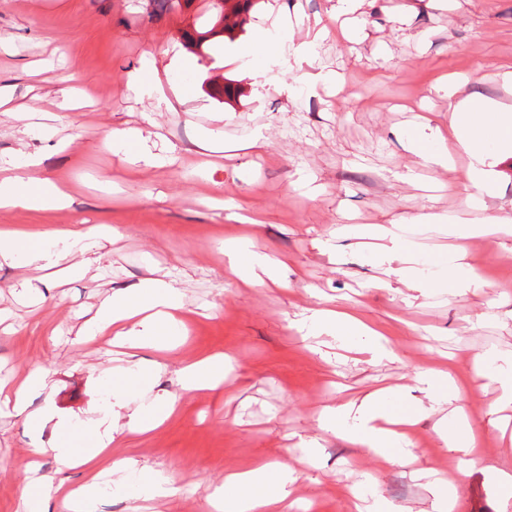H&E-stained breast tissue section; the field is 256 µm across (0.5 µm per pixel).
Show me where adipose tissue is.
Wrapping results in <instances>:
<instances>
[{"mask_svg":"<svg viewBox=\"0 0 512 512\" xmlns=\"http://www.w3.org/2000/svg\"><path fill=\"white\" fill-rule=\"evenodd\" d=\"M314 40L294 45L267 27H260L256 43L235 50L236 58L255 62L279 55H298L311 59ZM448 110L452 115L450 129L458 145L470 153L474 165L466 178L472 185L482 183L479 165L484 146L495 141L501 150L512 152V107L489 99L458 97L456 85L448 87ZM41 159L33 153L22 154L13 164L10 174H0V208H22L28 211L64 208L71 196L57 182L41 177ZM412 223L420 238L442 232L466 240L489 237L504 226L503 219L484 216L470 224H451L435 212L412 216ZM101 226L78 227L52 233L48 236L32 234L0 235V259L8 261L23 257L27 262L44 269H56L58 274L72 272L80 265L90 264L94 238L105 235ZM362 235L384 239L381 260L388 266V274L403 281H413L415 251L404 249L403 226H363ZM184 294L173 283L147 278L139 285L114 291L101 303L96 314L86 323V334L96 337L111 334L112 343L130 349L152 348L164 351L178 341L185 321ZM301 327L320 336H364L369 340V351L375 359L391 358L393 352L382 341L381 335L369 327L347 304L333 309H315L302 315ZM181 387L186 391L216 388L224 379V358L210 356L194 361L179 371ZM417 382L422 392L436 404L451 403L456 419L453 425L437 423L435 433L440 439L451 440L461 454L457 467L466 474L474 464L473 452L478 447L474 428L468 415L464 394L447 368L439 367L421 372ZM112 405L106 413L93 420L85 436H78L69 420L52 411L41 412L36 418L37 428H50L54 443L49 450L34 448V455L49 453L69 466H84L87 480L79 487L62 492L60 506L63 512H82L84 504L102 500V480L115 474L123 475L125 487L131 493L151 499L172 495L173 490L157 475L137 470L134 460L119 452L115 446L113 421L127 416L126 428L132 433H146L160 427L175 411V402L152 396L153 385L138 363L128 362L109 378ZM138 391L142 399L131 404L129 394ZM389 395L372 393L357 405L325 412L319 419L322 430L340 436L357 448L373 453L382 464L402 463L403 449L412 447L411 419L389 410ZM298 473L285 463L259 465L226 476L222 488L208 496L210 512H291L290 487Z\"/></svg>","mask_w":512,"mask_h":512,"instance_id":"1","label":"adipose tissue"}]
</instances>
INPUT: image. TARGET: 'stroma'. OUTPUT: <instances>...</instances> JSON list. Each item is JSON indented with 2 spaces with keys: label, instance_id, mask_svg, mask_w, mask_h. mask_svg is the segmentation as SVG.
I'll list each match as a JSON object with an SVG mask.
<instances>
[{
  "label": "stroma",
  "instance_id": "stroma-1",
  "mask_svg": "<svg viewBox=\"0 0 512 512\" xmlns=\"http://www.w3.org/2000/svg\"><path fill=\"white\" fill-rule=\"evenodd\" d=\"M205 4L157 15L150 0H0V86L13 104L37 107L25 134L0 112V159L40 154L41 175L72 191L60 210L0 211V230L113 229L98 261L68 277L0 264V382L40 368L51 388L29 413L47 407L77 425L103 413L104 379L118 363L107 337L79 329L112 291L162 278L184 293L185 328L174 349H138L134 359L176 410L152 432L124 434L118 448L175 493L143 501L117 491L96 512H207L226 472L284 461L299 472L296 512H348L353 478L392 512H434L418 473L456 474L457 450L433 430L450 406L417 425L412 458L394 467L324 432L318 417L389 387L404 409L421 408L414 375L440 366L466 384L482 448L453 512H512V488L486 480L512 467V443L501 438L512 424L501 427L495 413L499 384L476 369L485 351L512 357V234L469 240L465 262L488 284L443 296L388 276L378 241L335 234L347 221L387 226L425 210L454 224L476 217L469 154L453 147L451 168L427 169L409 141L434 146L418 126L423 116L448 130V76L463 79L464 94L512 106L500 77L512 68V0H365L349 20L334 15L336 0H259L235 42L287 15L321 18L330 30L317 64L292 57L263 77L245 61L222 63L212 43L186 45L185 31L210 22ZM147 53L168 100L161 108L127 88ZM321 69L336 72L337 87L317 80ZM228 83L239 90L231 99L221 95ZM73 87L86 106L61 107ZM115 128L141 130L165 165L113 152ZM204 129L224 140L206 157L197 147ZM486 162L487 212L512 218V155L491 143ZM232 201L255 223L237 221ZM244 235L273 260L276 281L251 286L229 273L224 243ZM24 279L34 291L21 293ZM346 300L390 339L397 360H374L357 336L299 330L302 311ZM218 353L228 358L223 385L183 391L179 369ZM303 439L319 444L309 464L293 452ZM52 441L50 430L34 433L0 410V512H17L33 443Z\"/></svg>",
  "mask_w": 512,
  "mask_h": 512
}]
</instances>
